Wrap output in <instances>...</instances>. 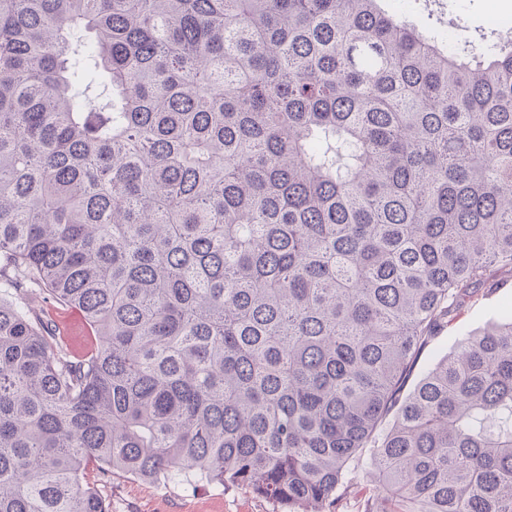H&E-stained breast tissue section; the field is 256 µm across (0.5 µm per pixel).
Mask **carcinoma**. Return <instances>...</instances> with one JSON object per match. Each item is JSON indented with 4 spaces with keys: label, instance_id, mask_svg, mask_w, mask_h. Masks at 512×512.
Listing matches in <instances>:
<instances>
[{
    "label": "carcinoma",
    "instance_id": "carcinoma-1",
    "mask_svg": "<svg viewBox=\"0 0 512 512\" xmlns=\"http://www.w3.org/2000/svg\"><path fill=\"white\" fill-rule=\"evenodd\" d=\"M501 270L511 38L462 55L379 0H0V512H108L91 467L331 508L365 448L363 512H512V314L403 394ZM57 327L64 336H69L71 344L79 348L84 339V320L75 310L63 311L57 317Z\"/></svg>",
    "mask_w": 512,
    "mask_h": 512
}]
</instances>
